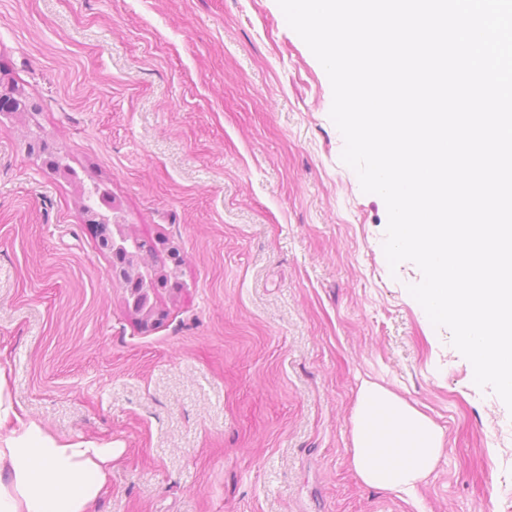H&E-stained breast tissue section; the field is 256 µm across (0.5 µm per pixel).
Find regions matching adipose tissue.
<instances>
[{"mask_svg": "<svg viewBox=\"0 0 512 512\" xmlns=\"http://www.w3.org/2000/svg\"><path fill=\"white\" fill-rule=\"evenodd\" d=\"M0 366V512H95L116 454L111 443L55 437L15 408ZM352 464L366 485L413 495L437 466L445 433L385 387L362 381Z\"/></svg>", "mask_w": 512, "mask_h": 512, "instance_id": "adipose-tissue-1", "label": "adipose tissue"}]
</instances>
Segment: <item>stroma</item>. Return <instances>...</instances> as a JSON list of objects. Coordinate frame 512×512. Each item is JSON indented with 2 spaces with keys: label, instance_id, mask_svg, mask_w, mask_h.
Returning <instances> with one entry per match:
<instances>
[{
  "label": "stroma",
  "instance_id": "stroma-1",
  "mask_svg": "<svg viewBox=\"0 0 512 512\" xmlns=\"http://www.w3.org/2000/svg\"><path fill=\"white\" fill-rule=\"evenodd\" d=\"M1 81L81 181L0 121V366L49 433L119 448L97 512H512V411L390 268L277 0H0ZM91 180L181 254L154 327L84 221ZM364 379L445 431L413 495L353 469Z\"/></svg>",
  "mask_w": 512,
  "mask_h": 512
}]
</instances>
